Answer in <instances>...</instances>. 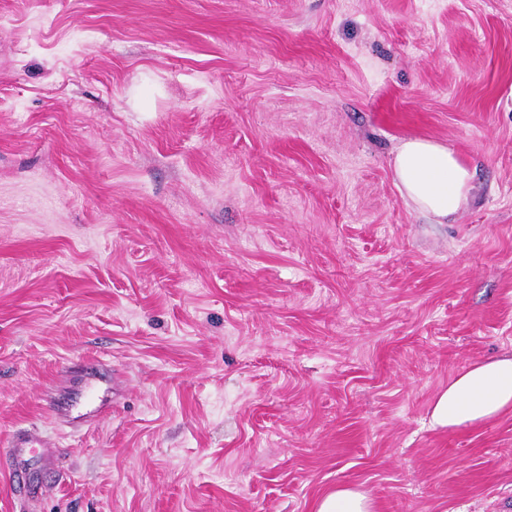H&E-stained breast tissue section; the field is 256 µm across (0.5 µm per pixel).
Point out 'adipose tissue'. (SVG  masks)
I'll use <instances>...</instances> for the list:
<instances>
[{"mask_svg": "<svg viewBox=\"0 0 512 512\" xmlns=\"http://www.w3.org/2000/svg\"><path fill=\"white\" fill-rule=\"evenodd\" d=\"M396 186L415 211L446 223L469 203L476 174L450 147L430 138L398 144L392 159ZM512 413V355L484 359L451 377L436 397L432 425L477 427ZM314 512H375L370 494L339 486L326 491Z\"/></svg>", "mask_w": 512, "mask_h": 512, "instance_id": "obj_1", "label": "adipose tissue"}]
</instances>
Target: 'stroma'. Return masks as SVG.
<instances>
[{"label":"stroma","instance_id":"1","mask_svg":"<svg viewBox=\"0 0 512 512\" xmlns=\"http://www.w3.org/2000/svg\"><path fill=\"white\" fill-rule=\"evenodd\" d=\"M417 137L476 169L448 223ZM505 352L512 0H0V512H512V414L430 424ZM396 186L415 211L445 224L468 204L476 174L450 147L430 138L403 140L395 148ZM38 443L37 437L32 433L20 434L13 438L11 448L18 459V469L15 477L19 484L22 485L30 494L40 492L41 486L36 477L39 470L37 461L42 462V457L37 456L33 452L34 444ZM315 512H375L370 494L362 489L336 486L326 491L315 503Z\"/></svg>","mask_w":512,"mask_h":512}]
</instances>
